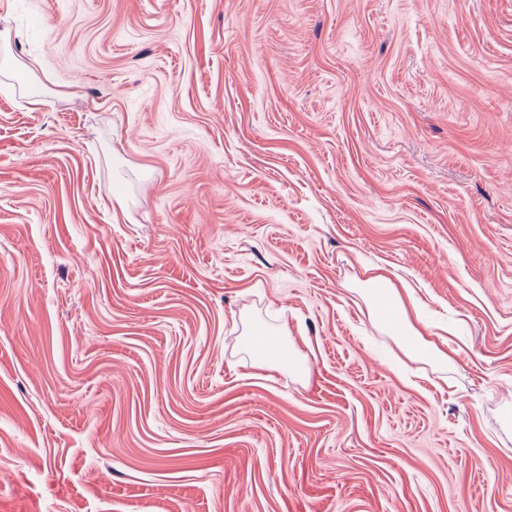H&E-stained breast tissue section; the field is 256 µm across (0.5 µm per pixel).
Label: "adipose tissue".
Masks as SVG:
<instances>
[{
	"mask_svg": "<svg viewBox=\"0 0 512 512\" xmlns=\"http://www.w3.org/2000/svg\"><path fill=\"white\" fill-rule=\"evenodd\" d=\"M367 283L372 293L369 308L371 319L392 336L404 353L415 361H447V353L423 339L421 332L410 322L406 299L388 275L374 270ZM250 343L254 349L255 367L300 368V356L288 342L270 336L265 328L256 326L250 332Z\"/></svg>",
	"mask_w": 512,
	"mask_h": 512,
	"instance_id": "1",
	"label": "adipose tissue"
}]
</instances>
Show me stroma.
<instances>
[{"instance_id": "obj_1", "label": "stroma", "mask_w": 512, "mask_h": 512, "mask_svg": "<svg viewBox=\"0 0 512 512\" xmlns=\"http://www.w3.org/2000/svg\"><path fill=\"white\" fill-rule=\"evenodd\" d=\"M9 60L0 512H512V0H0ZM366 282L372 293L371 319L399 343L411 360L448 361V354L425 341L410 322L406 299L388 275L377 269L369 274ZM249 342L254 349L253 365L256 368L293 367L301 368L300 356L292 344L281 338L268 337L271 334L265 328L254 326L248 334Z\"/></svg>"}]
</instances>
